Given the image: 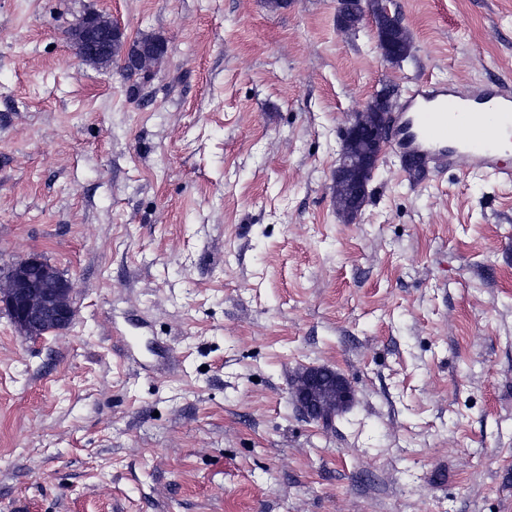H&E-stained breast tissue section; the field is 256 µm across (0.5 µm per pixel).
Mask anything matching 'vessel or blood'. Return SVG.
Instances as JSON below:
<instances>
[{
  "mask_svg": "<svg viewBox=\"0 0 512 512\" xmlns=\"http://www.w3.org/2000/svg\"><path fill=\"white\" fill-rule=\"evenodd\" d=\"M455 91L444 85L418 84L415 98L424 102L398 128V148L409 158L436 151H464L474 167L512 179L498 163L501 143L512 138V91L503 87L467 94V106L436 112L430 103L448 100Z\"/></svg>",
  "mask_w": 512,
  "mask_h": 512,
  "instance_id": "b4317fda",
  "label": "vessel or blood"
}]
</instances>
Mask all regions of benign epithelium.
Segmentation results:
<instances>
[{"label": "benign epithelium", "mask_w": 512, "mask_h": 512, "mask_svg": "<svg viewBox=\"0 0 512 512\" xmlns=\"http://www.w3.org/2000/svg\"><path fill=\"white\" fill-rule=\"evenodd\" d=\"M372 2L346 0L340 6V20L346 22L345 13L350 10L371 21L382 58L395 64L410 50L409 34L390 14L384 21L376 18ZM124 39L122 27L96 11L85 13L72 34L78 57L93 65L112 62L116 45ZM163 52L161 42H149L137 48L133 60L148 67ZM391 111L390 93H378L363 109L352 113L344 132L331 191L336 212L348 222L362 211L361 200L389 143ZM73 290L71 279L38 253L17 261L7 275L0 276V302L8 309L19 333L30 338L63 329L72 322ZM354 397V389L343 375L322 366L301 368L291 388V400L298 411L322 423L331 421Z\"/></svg>", "instance_id": "benign-epithelium-1"}]
</instances>
